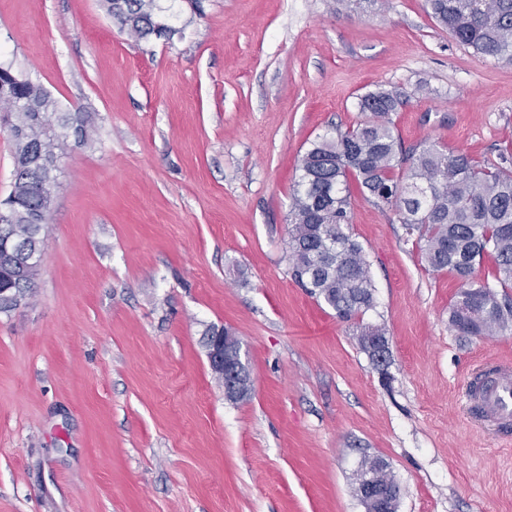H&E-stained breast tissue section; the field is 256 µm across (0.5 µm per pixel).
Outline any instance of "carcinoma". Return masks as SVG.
<instances>
[{"label":"carcinoma","instance_id":"1","mask_svg":"<svg viewBox=\"0 0 512 512\" xmlns=\"http://www.w3.org/2000/svg\"><path fill=\"white\" fill-rule=\"evenodd\" d=\"M120 29L141 39L160 35L155 0H103ZM427 13L460 45L473 53L512 64V0H425ZM21 102H34L46 127L31 139L16 141L12 188L0 202V289L25 294L35 288L40 270L28 266L18 247H42V231L55 192L56 151L67 141L48 130L53 122L78 123L82 145L89 115L61 113L42 85L15 80L0 65V87ZM407 100L397 88L378 87L358 106L371 119L336 129L310 142L301 157L288 213L287 258L291 278L316 300L351 321L373 306L374 283L364 247L349 233L353 190L393 211L433 272L448 271L463 282L449 324L459 336H491L512 327V300L495 286L474 279L486 257L495 263V281L512 287V168L508 157L475 160L438 142L404 151L392 115Z\"/></svg>","mask_w":512,"mask_h":512}]
</instances>
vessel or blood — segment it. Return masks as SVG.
<instances>
[{
    "mask_svg": "<svg viewBox=\"0 0 512 512\" xmlns=\"http://www.w3.org/2000/svg\"><path fill=\"white\" fill-rule=\"evenodd\" d=\"M466 397L481 415L512 422V365L481 362L471 374Z\"/></svg>",
    "mask_w": 512,
    "mask_h": 512,
    "instance_id": "1",
    "label": "vessel or blood"
}]
</instances>
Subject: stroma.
Returning <instances> with one entry per match:
<instances>
[{"label":"stroma","mask_w":512,"mask_h":512,"mask_svg":"<svg viewBox=\"0 0 512 512\" xmlns=\"http://www.w3.org/2000/svg\"><path fill=\"white\" fill-rule=\"evenodd\" d=\"M137 39L100 0H0V63L92 118L68 146L32 297L0 312V512H365L383 458L398 512H512V440L472 421L512 330L457 336L462 283L425 268L396 216L355 197L375 305L343 321L288 274L291 193L317 136L408 94L404 147L512 158V65L472 53L424 0H156ZM385 328L387 371L356 323ZM231 328L233 403L202 335Z\"/></svg>","instance_id":"obj_1"}]
</instances>
